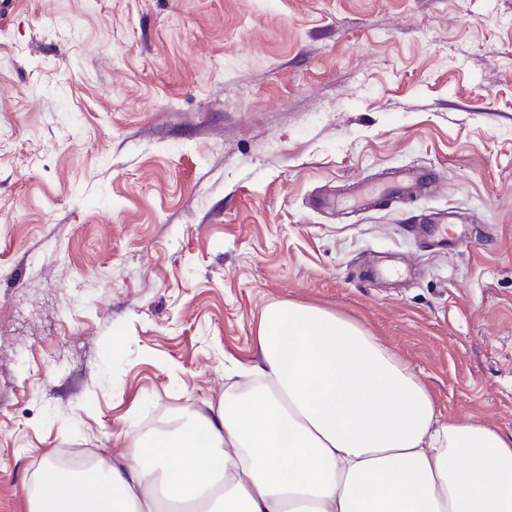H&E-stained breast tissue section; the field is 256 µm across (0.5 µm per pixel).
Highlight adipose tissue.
<instances>
[{"label": "adipose tissue", "mask_w": 512, "mask_h": 512, "mask_svg": "<svg viewBox=\"0 0 512 512\" xmlns=\"http://www.w3.org/2000/svg\"><path fill=\"white\" fill-rule=\"evenodd\" d=\"M242 390L188 412L157 452L45 462L29 512H512V434L444 420L357 321L269 306Z\"/></svg>", "instance_id": "adipose-tissue-1"}]
</instances>
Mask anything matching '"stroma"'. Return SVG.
I'll list each match as a JSON object with an SVG mask.
<instances>
[{"mask_svg": "<svg viewBox=\"0 0 512 512\" xmlns=\"http://www.w3.org/2000/svg\"><path fill=\"white\" fill-rule=\"evenodd\" d=\"M427 164L431 196L322 208ZM467 217L452 248L425 219ZM512 433V0H12L0 14V512L221 395L283 301Z\"/></svg>", "mask_w": 512, "mask_h": 512, "instance_id": "35a3bbf8", "label": "stroma"}]
</instances>
